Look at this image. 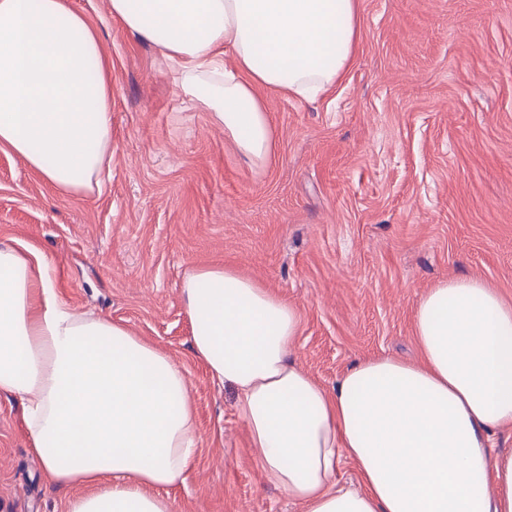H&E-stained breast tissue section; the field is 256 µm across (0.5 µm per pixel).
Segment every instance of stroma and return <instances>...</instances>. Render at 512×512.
<instances>
[{
  "label": "stroma",
  "instance_id": "35a3bbf8",
  "mask_svg": "<svg viewBox=\"0 0 512 512\" xmlns=\"http://www.w3.org/2000/svg\"><path fill=\"white\" fill-rule=\"evenodd\" d=\"M112 62V162L63 195L0 148V244L44 253L58 299L183 368L195 462L176 512H302L264 482L231 386L191 350L180 284L228 265L296 306L293 360L325 387L356 359L415 361L427 288L478 276L512 298V0H359L354 58L315 102L262 97L276 148L246 162L109 0H70ZM19 400L0 396V512H66Z\"/></svg>",
  "mask_w": 512,
  "mask_h": 512
}]
</instances>
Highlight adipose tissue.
Returning <instances> with one entry per match:
<instances>
[{
  "label": "adipose tissue",
  "instance_id": "ef3b65f1",
  "mask_svg": "<svg viewBox=\"0 0 512 512\" xmlns=\"http://www.w3.org/2000/svg\"><path fill=\"white\" fill-rule=\"evenodd\" d=\"M157 43L237 151L264 163L260 89L315 101L352 60L359 0H110ZM232 55L235 69L224 66ZM112 64L67 0H0V146L58 192L110 164ZM194 355L237 392L265 480L304 512H512V300L477 277L436 283L414 311L419 363L374 356L333 388L295 364L298 309L229 266L182 281ZM112 342L111 350L98 346ZM25 409L31 450L67 512H173L196 447L185 372L109 319L59 301L51 265L0 245V394ZM351 464L355 485L341 483Z\"/></svg>",
  "mask_w": 512,
  "mask_h": 512
}]
</instances>
